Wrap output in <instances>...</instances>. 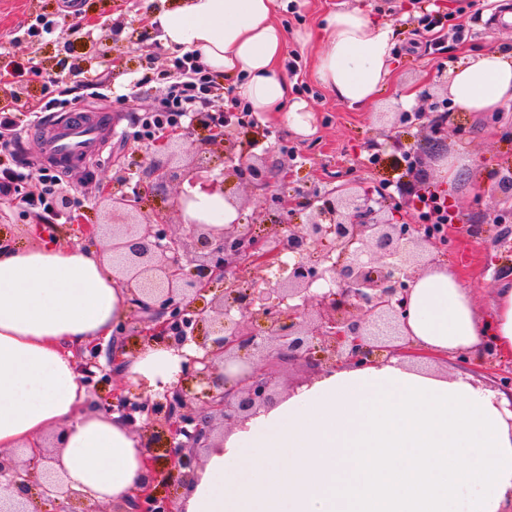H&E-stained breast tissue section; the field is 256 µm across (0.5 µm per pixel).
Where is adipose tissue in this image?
<instances>
[{"instance_id": "ef3b65f1", "label": "adipose tissue", "mask_w": 512, "mask_h": 512, "mask_svg": "<svg viewBox=\"0 0 512 512\" xmlns=\"http://www.w3.org/2000/svg\"><path fill=\"white\" fill-rule=\"evenodd\" d=\"M279 0H181L156 22L165 46L237 78L254 115L285 112L311 134L312 110L292 95L279 62L287 34ZM390 22L363 7L331 12L314 78L351 106L376 98L393 60ZM448 98L462 112L512 107V49L460 61ZM186 215L213 227L238 219L219 193L192 188ZM129 301L95 252L53 243H0V448H38L58 434L65 484L89 502L120 503L142 484L141 434L119 414L91 411L73 347L110 338ZM403 330L418 351L479 359L512 356V270L478 311L454 271L434 266L411 286ZM193 346H148L126 366L160 392ZM175 512H512V397L469 374H428L393 357L329 369L214 441Z\"/></svg>"}]
</instances>
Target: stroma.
<instances>
[{
	"label": "stroma",
	"mask_w": 512,
	"mask_h": 512,
	"mask_svg": "<svg viewBox=\"0 0 512 512\" xmlns=\"http://www.w3.org/2000/svg\"><path fill=\"white\" fill-rule=\"evenodd\" d=\"M177 0H0V53L30 62L35 73L18 84L0 81L14 93L17 111L27 112L46 97H80L84 110L113 115L115 131L107 139L99 160L89 171L62 176L60 185L72 196L71 220L57 226V239L69 246L94 245L84 225L109 220L110 210L98 204L101 188L116 194L142 192L145 212L162 211L168 203L147 194L149 180L139 166L142 151L150 144L140 126L142 116L163 111L174 81L172 49L160 38L154 22L157 14ZM362 6L388 20L394 30L395 60L386 89L370 105L354 108L339 101L313 76L317 43L302 44L298 32L317 30L338 5ZM490 0H412L402 9L400 0H291L276 19L288 38L282 66L295 95L314 110L312 135L292 132L283 114L270 113L244 119L241 140L254 142L255 153L270 152L276 165L268 194L229 178L242 203V222L256 233H265L268 213L275 201L292 206L288 221L303 224L308 210L297 207L299 198H312L349 180H359L378 190L408 182L403 150L420 148L430 135L429 119L443 114L442 142L423 164V177L440 185L445 160L471 170V181L445 188L455 202L459 221L448 228V245L437 254L439 263L456 269L472 288L478 302L490 299L503 269L512 266V219L496 223L498 214L512 211V200L493 202L490 189L496 171L512 161V110L507 112H459L448 105L441 78L459 60L498 46L512 47V25L490 23ZM447 15L449 24H464V40H447L443 51L430 48L423 30L427 15ZM97 79L110 85L114 95H90L85 85ZM416 90V109L424 118H412L400 127L390 122L400 111V98ZM36 214L21 198H0V233L31 245V224Z\"/></svg>",
	"instance_id": "35a3bbf8"
}]
</instances>
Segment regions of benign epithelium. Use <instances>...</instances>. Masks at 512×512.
Masks as SVG:
<instances>
[{
    "instance_id": "obj_1",
    "label": "benign epithelium",
    "mask_w": 512,
    "mask_h": 512,
    "mask_svg": "<svg viewBox=\"0 0 512 512\" xmlns=\"http://www.w3.org/2000/svg\"><path fill=\"white\" fill-rule=\"evenodd\" d=\"M240 117L234 112H198L192 129L204 132L195 157L182 158L189 135L167 131L153 144L166 161L151 160L150 190L167 197L176 189L172 207L184 214L192 196L184 184L219 192L230 206L238 201L225 181L212 179L203 164L209 147L224 148V177H234L255 190L270 183L267 158L236 149ZM495 193L512 198V165L497 173ZM112 206V221L89 228L105 234L109 253L121 258L117 274L130 303L142 310L139 333L144 340L180 348L194 342L203 356H190L176 385L163 393L133 400L116 399V412L143 433L157 428L167 434L174 452L171 470L194 473L199 448L209 447L214 419L233 424L276 404L272 391L279 372L266 367L269 357L287 368L303 362L313 371L363 366L381 353L419 355L402 332L411 283L432 264V249L447 237L423 224H399L373 193L356 184L339 187L307 204L313 211L305 224H289L281 213L270 217L273 232L262 238L235 222L215 231L193 221L185 233L171 231L168 218L142 214L139 195L100 192ZM248 274L251 287L227 288L212 310L196 302L226 283ZM207 327L198 339L199 327ZM102 349L86 347L77 371L97 385L112 380L122 367L108 352L109 372L99 363ZM203 386L204 407L191 403L186 381ZM58 459L46 452L21 459L0 450V512H39L33 491L57 505L55 512H101L83 495L64 487ZM155 475L135 498L113 512H174V500L154 495Z\"/></svg>"
}]
</instances>
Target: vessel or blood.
Returning <instances> with one entry per match:
<instances>
[{
  "mask_svg": "<svg viewBox=\"0 0 512 512\" xmlns=\"http://www.w3.org/2000/svg\"><path fill=\"white\" fill-rule=\"evenodd\" d=\"M51 137L41 142L44 158L63 169L100 154V131L97 123L80 113H53L46 120Z\"/></svg>",
  "mask_w": 512,
  "mask_h": 512,
  "instance_id": "obj_1",
  "label": "vessel or blood"
}]
</instances>
